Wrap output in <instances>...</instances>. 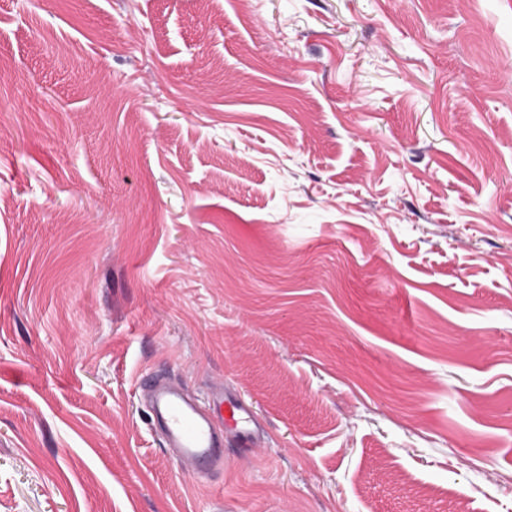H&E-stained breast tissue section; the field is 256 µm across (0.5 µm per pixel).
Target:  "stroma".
<instances>
[{"instance_id": "stroma-1", "label": "stroma", "mask_w": 512, "mask_h": 512, "mask_svg": "<svg viewBox=\"0 0 512 512\" xmlns=\"http://www.w3.org/2000/svg\"><path fill=\"white\" fill-rule=\"evenodd\" d=\"M0 512H512V0H0ZM153 425L160 426L166 442L175 448L178 461L200 478L224 463V434L218 435L214 421L215 407L223 410L224 427L244 453L258 448L262 441L246 404L224 389V383L211 387L202 407L182 387L159 377L142 378L139 383Z\"/></svg>"}]
</instances>
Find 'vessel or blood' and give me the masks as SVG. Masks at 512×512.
Returning <instances> with one entry per match:
<instances>
[{"instance_id": "b4317fda", "label": "vessel or blood", "mask_w": 512, "mask_h": 512, "mask_svg": "<svg viewBox=\"0 0 512 512\" xmlns=\"http://www.w3.org/2000/svg\"><path fill=\"white\" fill-rule=\"evenodd\" d=\"M139 389L152 424L164 430L167 444L175 449L178 461L190 468L193 477H201L224 461V438L217 432L215 413H222L223 426L232 432L236 446L243 452L261 444L249 408L227 392L223 384L213 385L203 404L189 397L182 387L157 377L141 379Z\"/></svg>"}]
</instances>
